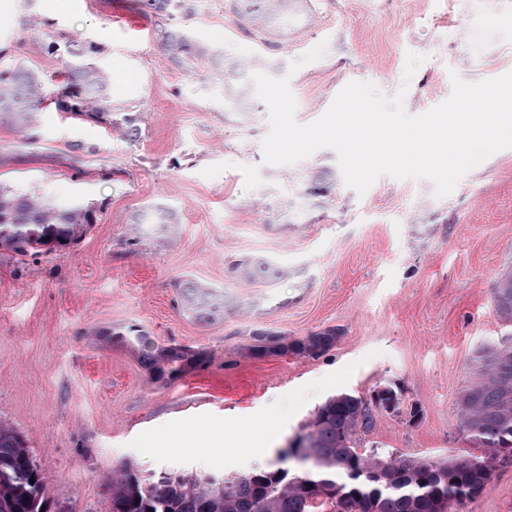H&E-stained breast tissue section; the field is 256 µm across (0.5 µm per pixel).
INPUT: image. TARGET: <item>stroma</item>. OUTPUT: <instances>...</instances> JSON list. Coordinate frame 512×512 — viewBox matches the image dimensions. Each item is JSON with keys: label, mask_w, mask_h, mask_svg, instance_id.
Segmentation results:
<instances>
[{"label": "stroma", "mask_w": 512, "mask_h": 512, "mask_svg": "<svg viewBox=\"0 0 512 512\" xmlns=\"http://www.w3.org/2000/svg\"><path fill=\"white\" fill-rule=\"evenodd\" d=\"M0 0V65L25 64L50 83L67 41L95 47L113 109L138 115L129 142L91 119L45 107L36 143L0 119V184L60 204H94V226L68 247L19 260L0 248V424L27 442L47 478L53 512H110L106 484L121 463L141 475L215 477L301 469L288 444L342 391L384 386L399 410L379 411L364 449L445 459L469 450L456 400L475 353L508 328L493 295L512 270V148L436 197L426 179L381 176L357 194L334 151L293 166L263 161L268 111L251 76L279 77L319 43L322 57L293 87L295 118L329 107L338 75L368 61V82L420 115L451 93V74L476 82L512 71V0H338L301 44L262 43L238 0H197L157 15L140 0ZM477 17L468 38L442 23ZM185 30L202 54L176 65L160 32ZM421 55L405 78L408 53ZM167 209L172 231L139 235L135 221ZM271 261L253 281L239 264ZM224 293L213 319L193 317L179 290ZM135 329L138 340L111 337ZM336 328L317 357H253L258 331L302 337ZM180 347L182 370L143 363ZM463 512H512V462Z\"/></svg>", "instance_id": "1"}]
</instances>
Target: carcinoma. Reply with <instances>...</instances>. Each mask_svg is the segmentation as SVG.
I'll use <instances>...</instances> for the list:
<instances>
[{"mask_svg": "<svg viewBox=\"0 0 512 512\" xmlns=\"http://www.w3.org/2000/svg\"><path fill=\"white\" fill-rule=\"evenodd\" d=\"M151 10L169 14L192 13L195 0H141ZM170 58L192 67L198 49L188 33L162 34ZM62 60V84L49 87L35 70L18 64L0 70V116L7 114L26 140L35 113L51 103L73 117L91 116L109 128L123 131L129 140L139 136L136 118L112 111L110 79L90 59L93 48L67 42ZM142 228L171 224L167 211L156 208L137 219ZM93 227L90 205L58 204L0 185V248L27 257L37 256L52 243L72 245ZM243 273L252 280H269L278 267L271 261L246 264ZM188 310L199 320L212 318L221 306L213 292L188 284L183 288ZM498 318L512 326V273L501 275L494 289ZM253 354H292L318 357L339 339V329L328 328L303 337L258 331ZM184 366L194 355L179 347L145 357ZM400 394L384 387L367 399L340 392L329 397L314 414L305 434L309 466L292 472L254 470L216 480L203 476H143L122 464L108 481L110 512H462V506L481 494L492 479V461L512 462V334L478 352L472 376L460 389L457 410L462 434L472 447L450 459L418 456L388 457L360 448L361 436L370 432L374 412L397 410ZM0 512H51L46 477L25 440L0 425Z\"/></svg>", "mask_w": 512, "mask_h": 512, "instance_id": "carcinoma-1", "label": "carcinoma"}]
</instances>
